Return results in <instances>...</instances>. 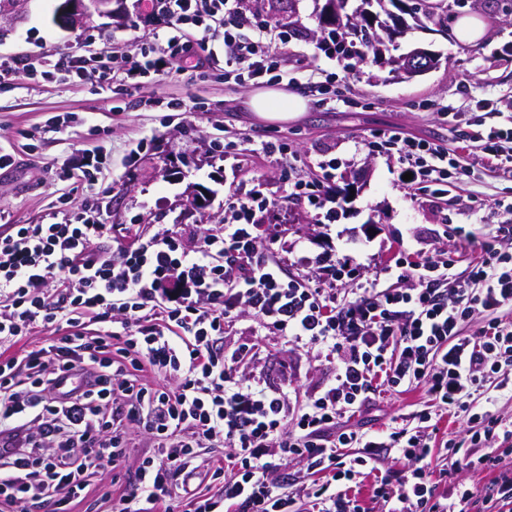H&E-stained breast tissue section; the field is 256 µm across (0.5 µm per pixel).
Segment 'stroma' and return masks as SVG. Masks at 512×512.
I'll list each match as a JSON object with an SVG mask.
<instances>
[{
  "label": "stroma",
  "mask_w": 512,
  "mask_h": 512,
  "mask_svg": "<svg viewBox=\"0 0 512 512\" xmlns=\"http://www.w3.org/2000/svg\"><path fill=\"white\" fill-rule=\"evenodd\" d=\"M325 0H280L288 44L277 69L292 78L286 92L302 96L306 109L287 121H266L252 112L255 84L225 81L217 72L204 78L169 76L128 91L122 81L136 66L153 33L167 18L146 0H123L115 17L91 15L73 27L58 23V0H0V54L63 59L74 53L110 52L117 64L103 86L59 85L23 79L0 86V141L10 142L16 163L0 170V222L47 224L59 196L80 202L75 184L53 174L75 150L103 147L107 167L99 177L100 203L117 241L152 234L166 224L188 235L224 220V202L254 190L275 204L258 214L277 227L275 248L291 273L327 276L338 260L351 259L344 287L378 277L400 248L429 256L443 251L457 273H465L498 227L512 228V214L494 201L512 196V182L488 164L479 136L512 125V19L499 0H447L459 16L481 18L487 31L477 46L422 26L392 6L399 52L421 47L439 58L436 68L413 79H397L372 60L328 59L318 49L320 10ZM486 107H477L479 99ZM192 105L190 116L172 110ZM72 117L60 133L44 132L52 116ZM398 130L435 140L448 151L461 141V166L471 174L451 180L443 198L404 188L396 157L378 152L376 136ZM149 147L134 153L138 139ZM279 140L282 154H256L261 142ZM335 160L331 175L318 163ZM326 178L320 206L288 195L292 179ZM225 353L242 348L249 368L272 387H285L300 406L333 376V365L279 337L257 336L241 316L222 341ZM422 386L384 391L347 425L387 439L396 422L428 408Z\"/></svg>",
  "instance_id": "1"
}]
</instances>
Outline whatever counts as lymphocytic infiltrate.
Returning a JSON list of instances; mask_svg holds the SVG:
<instances>
[{"label":"lymphocytic infiltrate","mask_w":512,"mask_h":512,"mask_svg":"<svg viewBox=\"0 0 512 512\" xmlns=\"http://www.w3.org/2000/svg\"><path fill=\"white\" fill-rule=\"evenodd\" d=\"M168 20L164 48L143 54L127 71L137 90L164 74L191 76L218 70L257 79L275 72L273 58L285 33L254 24L243 34L239 0H160ZM106 64L81 55L32 63L0 57V83L41 76L99 83ZM402 172L416 184L442 188L463 176L456 160L433 141L385 134ZM106 156L83 150L58 170L62 182L85 190L80 204L61 201L49 224L0 225V494L6 503H53L65 512L72 499L104 471L123 466L127 429L156 439L113 512H163L172 495L214 512L196 492L204 448H227L236 467L224 477L222 499L237 512H367L347 484L377 470L383 447L404 461L373 489L377 512H472L473 487L456 480L440 488L434 475L440 451L433 412L421 424L392 431L387 441L343 427L368 405L375 386H423L436 409L483 419L474 450L450 463L497 471L496 503L512 512V473L500 470L512 455V430L490 408L473 413L475 385L495 378L512 384V325L496 314L512 309V249L486 247L458 276L447 258L422 260L402 251L384 269L398 285L373 279L339 288L325 279L289 275L273 245L260 237L255 217L269 207L260 194L224 203V221L194 244L166 225L148 237L112 247V227L97 202ZM248 313L257 332L285 344L331 356L334 380L304 407L291 410L288 394L260 375L244 374L242 354L217 342ZM490 320L471 333L463 323L479 313ZM45 334L39 349L19 355L13 346ZM82 373L81 386L60 390L63 377ZM160 373L173 386L148 383ZM357 456H347V449ZM303 463L307 478L280 485L277 459ZM332 478L314 482V474Z\"/></svg>","instance_id":"lymphocytic-infiltrate-1"}]
</instances>
